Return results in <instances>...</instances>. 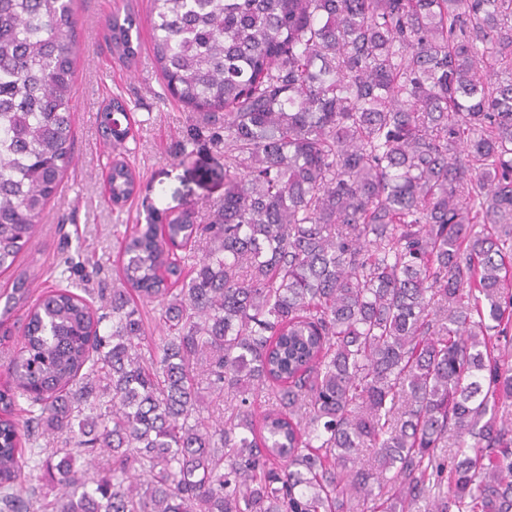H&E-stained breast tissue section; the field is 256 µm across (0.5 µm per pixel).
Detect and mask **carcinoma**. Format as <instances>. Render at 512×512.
<instances>
[{
	"instance_id": "obj_1",
	"label": "carcinoma",
	"mask_w": 512,
	"mask_h": 512,
	"mask_svg": "<svg viewBox=\"0 0 512 512\" xmlns=\"http://www.w3.org/2000/svg\"><path fill=\"white\" fill-rule=\"evenodd\" d=\"M75 3L0 0L3 335L28 306L0 512H354L386 487L389 512H512V0H149L190 140L224 147V202L204 224L146 206L102 314L68 289L29 303L18 263L73 161ZM136 29L106 23L127 66ZM126 117L118 97L100 116L119 145ZM138 179L112 160L114 206ZM206 389L233 400L222 424ZM41 437L51 500L14 493ZM105 449L108 470L75 468Z\"/></svg>"
}]
</instances>
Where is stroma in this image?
Instances as JSON below:
<instances>
[{"instance_id": "obj_1", "label": "stroma", "mask_w": 512, "mask_h": 512, "mask_svg": "<svg viewBox=\"0 0 512 512\" xmlns=\"http://www.w3.org/2000/svg\"><path fill=\"white\" fill-rule=\"evenodd\" d=\"M116 0H77L78 31L84 48L76 64L73 106L74 160L59 194L40 220L36 237L20 259L28 266L33 289L42 293L69 287L57 268L62 250L83 261L111 267L120 248L118 228L144 219L153 205L165 213L195 206L199 218L224 199V152L200 142L188 145L189 114L164 89L150 52L148 0H133L141 56L129 68L112 55L105 24ZM130 108L132 136L122 145L105 141L96 118L112 98ZM191 147L189 160L180 157ZM124 156L140 174L136 195L113 207L107 175L115 155Z\"/></svg>"}]
</instances>
